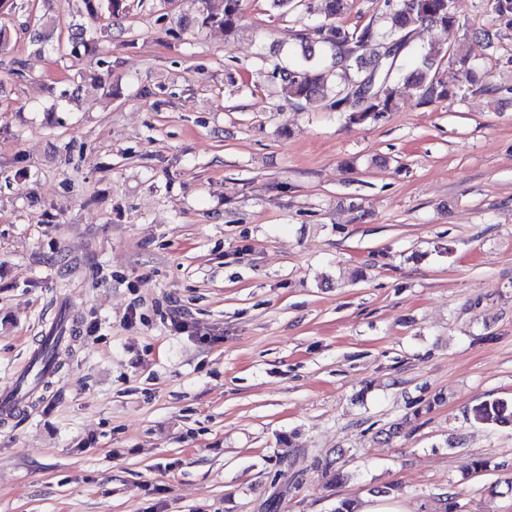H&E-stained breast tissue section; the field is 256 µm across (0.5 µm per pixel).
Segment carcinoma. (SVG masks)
<instances>
[{
  "mask_svg": "<svg viewBox=\"0 0 512 512\" xmlns=\"http://www.w3.org/2000/svg\"><path fill=\"white\" fill-rule=\"evenodd\" d=\"M53 0H42L45 12L38 23L26 25L30 31L29 43L36 51L42 52L48 37L39 27L55 29L60 26V18L52 8ZM76 14L93 22L106 17L113 23L121 24L130 11L128 0H73ZM192 8L180 13L175 21V31L217 27L224 35L231 37L238 30L242 0H190ZM491 12L499 25L512 30V0H487ZM384 29L368 22L364 25L348 27L341 21L348 10V0H316L308 5V10L321 16V20L312 28L311 42L321 43L331 50L337 68L336 86L330 88L323 74L311 64L312 47H307L303 61L282 66L274 65L267 71L266 77L280 85L281 93L288 102L311 101L321 99L328 109L338 113L346 121L360 123L367 120L378 121L393 110L395 85L400 81L413 84L419 90L420 100L431 102L448 97V85L438 77V70L447 61L458 66V71L469 78L471 51L448 54V51L436 45L421 48L420 66L410 73L396 65L392 75L380 71L377 75L378 87L369 95L368 101L360 106L344 105L347 90L364 81L379 57L392 45L396 54L407 47L411 32L419 27H458L469 29L468 22L456 12L454 0H383ZM62 336L49 335L42 341V347L36 365L38 373L43 374L58 364L59 345ZM469 421L487 427L512 426V400H482L465 410ZM314 468L328 477L327 483L342 482L346 474L335 467V461L315 460Z\"/></svg>",
  "mask_w": 512,
  "mask_h": 512,
  "instance_id": "cac0c4a2",
  "label": "carcinoma"
}]
</instances>
